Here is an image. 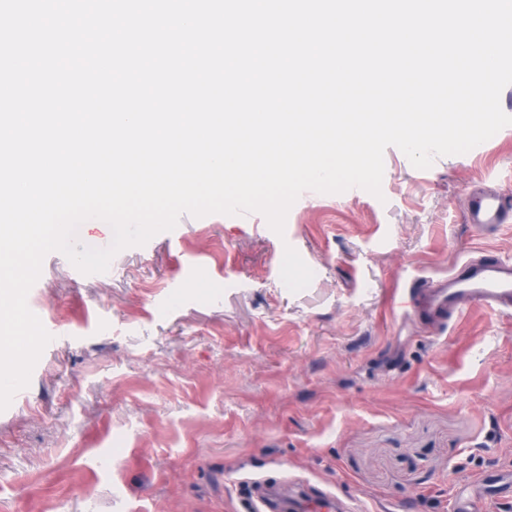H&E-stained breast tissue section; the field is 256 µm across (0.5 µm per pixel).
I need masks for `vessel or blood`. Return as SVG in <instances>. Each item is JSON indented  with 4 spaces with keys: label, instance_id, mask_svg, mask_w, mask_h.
Returning <instances> with one entry per match:
<instances>
[{
    "label": "vessel or blood",
    "instance_id": "b4317fda",
    "mask_svg": "<svg viewBox=\"0 0 512 512\" xmlns=\"http://www.w3.org/2000/svg\"><path fill=\"white\" fill-rule=\"evenodd\" d=\"M468 221L477 227L512 222V200L493 191L475 193L469 200ZM403 318L443 334L472 306L512 315V259L479 251L454 264L447 275L418 277L391 298ZM238 512H315L326 504L339 512L342 500L334 493L294 496L284 480L269 482L260 475L240 482Z\"/></svg>",
    "mask_w": 512,
    "mask_h": 512
}]
</instances>
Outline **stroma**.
I'll return each instance as SVG.
<instances>
[{
    "label": "stroma",
    "instance_id": "1",
    "mask_svg": "<svg viewBox=\"0 0 512 512\" xmlns=\"http://www.w3.org/2000/svg\"><path fill=\"white\" fill-rule=\"evenodd\" d=\"M512 197V125L415 168L384 153L381 196L303 192L264 216L182 215L85 275L46 255L28 293L61 333L0 411V512H236L273 472L349 512H512V315L471 308L429 334L390 304L512 223L464 218L474 188ZM313 270L290 292L285 246Z\"/></svg>",
    "mask_w": 512,
    "mask_h": 512
}]
</instances>
